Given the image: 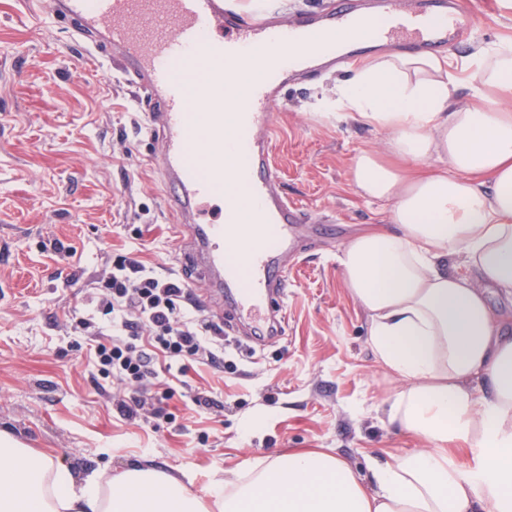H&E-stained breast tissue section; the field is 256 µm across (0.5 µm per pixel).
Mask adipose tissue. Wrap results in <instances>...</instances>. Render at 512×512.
Returning <instances> with one entry per match:
<instances>
[{"label":"adipose tissue","instance_id":"obj_1","mask_svg":"<svg viewBox=\"0 0 512 512\" xmlns=\"http://www.w3.org/2000/svg\"><path fill=\"white\" fill-rule=\"evenodd\" d=\"M473 99L452 107L450 60L385 55L336 88L343 121L387 133L390 161L361 151L356 192L387 207V223L337 256L365 311L375 363L399 384L386 421L424 443L376 464L370 479L331 450L293 452L225 472L210 487L218 512H512V45L470 62ZM437 167H429V160ZM463 254L472 275L448 270ZM491 387L475 396L472 378ZM465 443L467 464L447 450ZM0 512H207L178 476L134 463L117 478L71 466L0 435Z\"/></svg>","mask_w":512,"mask_h":512}]
</instances>
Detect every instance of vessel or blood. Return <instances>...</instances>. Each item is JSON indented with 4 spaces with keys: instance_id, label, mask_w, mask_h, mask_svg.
Returning a JSON list of instances; mask_svg holds the SVG:
<instances>
[{
    "instance_id": "obj_1",
    "label": "vessel or blood",
    "mask_w": 512,
    "mask_h": 512,
    "mask_svg": "<svg viewBox=\"0 0 512 512\" xmlns=\"http://www.w3.org/2000/svg\"><path fill=\"white\" fill-rule=\"evenodd\" d=\"M45 6L74 35L89 39L113 70L158 105L150 120L161 138L153 161L167 188L166 206L185 242L184 262L207 288H229L239 312L284 330L288 248L308 218L283 193L270 162L275 134L271 106L294 79H315L327 67L351 63L348 55L310 47L317 33L379 37L378 14L392 21L415 52L451 50L477 20L469 0H420L404 12L374 0L361 13L357 0H332L320 12L274 19L259 7L242 11L236 0H28ZM256 62L266 77L240 92L232 139L224 137L227 77ZM204 98L207 111L191 108ZM235 172L234 183L224 179ZM246 197L249 234L232 224L229 210L211 212L230 185Z\"/></svg>"
}]
</instances>
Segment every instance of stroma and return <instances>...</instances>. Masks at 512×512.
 <instances>
[{
  "label": "stroma",
  "mask_w": 512,
  "mask_h": 512,
  "mask_svg": "<svg viewBox=\"0 0 512 512\" xmlns=\"http://www.w3.org/2000/svg\"><path fill=\"white\" fill-rule=\"evenodd\" d=\"M451 54L512 43V0L486 10ZM351 69L289 86L273 106L272 162L283 191L316 230L288 263L285 332L266 345L224 334L218 369L194 366L153 427L112 409L93 381L87 336L73 316L97 317L91 297L115 257L135 253L158 273L194 283L151 162L148 109L109 63L64 24L0 0V432L77 469L117 476L146 462L183 478L200 498L226 470L292 449L330 448L361 478L384 451L421 443L383 423L396 382L375 364L368 319L343 287L336 256L385 206L354 191L349 168L384 136L336 117V84ZM209 391L223 402L202 410Z\"/></svg>",
  "instance_id": "1"
}]
</instances>
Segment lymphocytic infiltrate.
Returning a JSON list of instances; mask_svg holds the SVG:
<instances>
[{"mask_svg": "<svg viewBox=\"0 0 512 512\" xmlns=\"http://www.w3.org/2000/svg\"><path fill=\"white\" fill-rule=\"evenodd\" d=\"M97 308L111 325L84 319L77 326L91 336L88 357L115 386L112 406L125 418L172 422L175 376L191 362L224 364L223 323L209 319L185 280L158 274L139 257L113 264Z\"/></svg>", "mask_w": 512, "mask_h": 512, "instance_id": "obj_1", "label": "lymphocytic infiltrate"}]
</instances>
